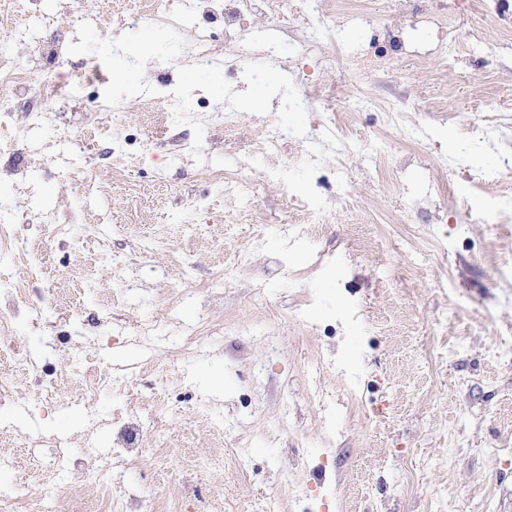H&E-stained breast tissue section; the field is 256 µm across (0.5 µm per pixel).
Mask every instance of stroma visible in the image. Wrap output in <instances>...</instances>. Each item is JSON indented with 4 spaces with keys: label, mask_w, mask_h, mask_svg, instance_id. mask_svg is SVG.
Instances as JSON below:
<instances>
[{
    "label": "stroma",
    "mask_w": 512,
    "mask_h": 512,
    "mask_svg": "<svg viewBox=\"0 0 512 512\" xmlns=\"http://www.w3.org/2000/svg\"><path fill=\"white\" fill-rule=\"evenodd\" d=\"M145 2L0 10V54L47 77L81 61L109 75L47 111L14 107L24 163L0 168V203L31 185L27 224L52 212L85 239L46 242L41 282L10 260L57 323L18 328L56 389L40 405L17 372L0 452L32 423L74 455L96 439L108 462L117 410L156 438L129 485L157 512H512V0H314L334 29L310 52L312 16L262 4L241 33L278 42L259 64L231 57L209 0L176 29L122 27ZM58 33L60 56L34 58L32 38ZM389 45L398 66L376 56ZM312 82L405 107L411 126L326 111ZM174 94L199 110L160 141L149 115ZM102 98L120 111L77 109ZM88 124L98 136L72 151ZM216 171L257 186L227 193ZM291 192L316 196L319 235ZM190 324L224 333L187 342ZM88 354L109 382L95 394L80 383Z\"/></svg>",
    "instance_id": "1"
}]
</instances>
